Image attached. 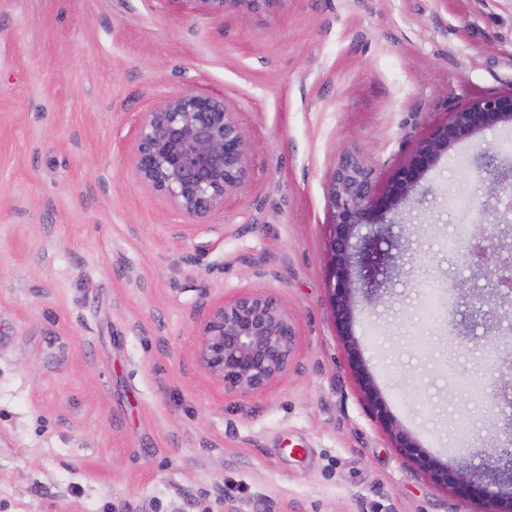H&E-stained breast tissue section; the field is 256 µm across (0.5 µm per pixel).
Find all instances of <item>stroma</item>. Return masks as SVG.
<instances>
[{
	"label": "stroma",
	"instance_id": "35a3bbf8",
	"mask_svg": "<svg viewBox=\"0 0 512 512\" xmlns=\"http://www.w3.org/2000/svg\"><path fill=\"white\" fill-rule=\"evenodd\" d=\"M231 99L252 180L209 223L135 180L134 126L171 95ZM512 91V0H284L243 20L167 0H0V512H482L394 448L352 374L325 278L326 188L357 158L378 185L466 101ZM512 124L452 145L422 205L366 261L399 269L350 330L395 423L449 468L512 436L468 300L429 322L413 270L463 279L447 243L512 249ZM479 197L486 212L468 209ZM505 214L496 224L494 213ZM242 289L287 299L297 367L242 399L200 369L196 327Z\"/></svg>",
	"mask_w": 512,
	"mask_h": 512
}]
</instances>
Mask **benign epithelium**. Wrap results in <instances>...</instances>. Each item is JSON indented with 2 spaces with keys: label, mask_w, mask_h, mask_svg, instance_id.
<instances>
[{
  "label": "benign epithelium",
  "mask_w": 512,
  "mask_h": 512,
  "mask_svg": "<svg viewBox=\"0 0 512 512\" xmlns=\"http://www.w3.org/2000/svg\"><path fill=\"white\" fill-rule=\"evenodd\" d=\"M188 3L210 16L235 14L249 18L260 7L281 0H168ZM501 122L512 123V93L467 101L450 120L432 131L391 180L378 187L371 172L354 158L341 162L327 188L332 221L327 239L325 288L340 335L346 338L348 362L361 374L363 392L376 416L385 421L395 447L415 460L439 483L448 484V466L428 453L395 424L386 400L366 371L357 342L349 332L363 261L377 237L376 225L397 215L413 200L416 187L448 148L476 131ZM490 189L503 192L495 157L480 155ZM137 182L166 201L194 224H207L224 210L226 201L242 193L252 179L251 142L239 122L234 103L224 95L185 93L161 100L143 113L128 154ZM471 244L465 289L457 281L444 285L475 300L472 316L492 331V368L499 373V392L512 404V359L500 350L512 348V251H497L486 228L467 230ZM359 240L353 248L352 240ZM301 353L300 336L288 301L259 290L243 289L214 302L198 323L196 360L224 393L238 397L261 394L289 374ZM486 512H512V442L496 449L488 468Z\"/></svg>",
  "instance_id": "obj_1"
}]
</instances>
